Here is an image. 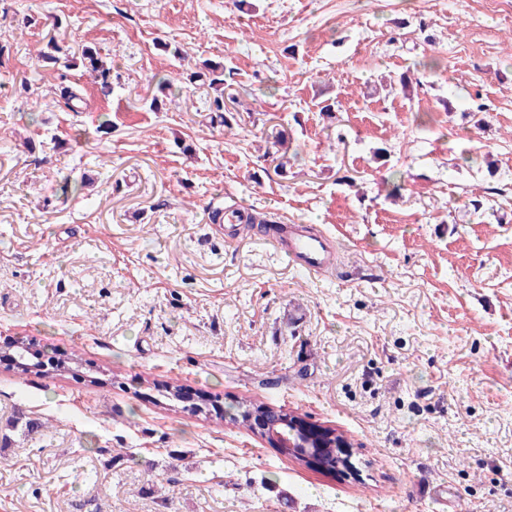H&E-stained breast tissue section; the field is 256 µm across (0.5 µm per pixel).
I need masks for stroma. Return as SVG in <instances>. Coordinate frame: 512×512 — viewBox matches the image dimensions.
Returning a JSON list of instances; mask_svg holds the SVG:
<instances>
[{
  "label": "stroma",
  "mask_w": 512,
  "mask_h": 512,
  "mask_svg": "<svg viewBox=\"0 0 512 512\" xmlns=\"http://www.w3.org/2000/svg\"><path fill=\"white\" fill-rule=\"evenodd\" d=\"M0 46V342L79 356L0 363V512H512V11L0 0ZM292 224L331 270L276 248ZM176 384L334 429L351 468L165 404Z\"/></svg>",
  "instance_id": "stroma-1"
}]
</instances>
